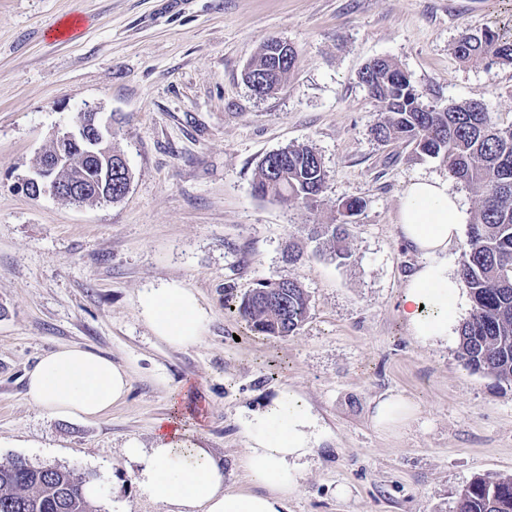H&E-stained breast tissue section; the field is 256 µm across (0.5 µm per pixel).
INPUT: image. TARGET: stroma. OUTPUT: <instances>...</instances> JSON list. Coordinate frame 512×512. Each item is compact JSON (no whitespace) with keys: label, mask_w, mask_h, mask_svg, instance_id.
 <instances>
[{"label":"stroma","mask_w":512,"mask_h":512,"mask_svg":"<svg viewBox=\"0 0 512 512\" xmlns=\"http://www.w3.org/2000/svg\"><path fill=\"white\" fill-rule=\"evenodd\" d=\"M67 22L77 32L54 37ZM486 27L512 31V0H0V464L72 469L98 484V512H167L138 492L125 441L150 442L191 384L206 410L194 442L221 462L225 488L247 489L238 418L287 385L325 433L285 512H455L472 480L512 477V386L465 369L457 338L417 345L400 314L420 261L397 235L406 189L446 181L468 217L477 197L439 159L374 138L384 107L359 78L389 58L424 104L479 101L512 121V64L453 52L461 30ZM272 36L297 62L259 98L244 72ZM88 106L125 118L112 144L128 193L82 207L32 197L25 179ZM288 145L323 159L318 207L253 191L261 158ZM349 198L366 208L339 261L311 232ZM292 247L303 253L293 265ZM284 276L309 297L306 321L286 337L254 334L228 298ZM171 281L210 310L200 345L157 341L137 311L142 289ZM63 345L127 366L125 401L92 420L31 405L27 371ZM388 393L419 409L396 434L370 421Z\"/></svg>","instance_id":"stroma-1"}]
</instances>
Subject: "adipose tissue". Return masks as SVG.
<instances>
[{"mask_svg":"<svg viewBox=\"0 0 512 512\" xmlns=\"http://www.w3.org/2000/svg\"><path fill=\"white\" fill-rule=\"evenodd\" d=\"M463 222L458 198L447 182L420 179L403 195L398 236L424 261L407 279L400 312L420 346L447 343L457 324L461 285L448 269L446 254ZM137 310L154 336L175 348L199 344L210 320V310L197 293L176 281L143 289ZM26 379L30 402L55 417L96 418L123 401L129 390L123 365L76 345L45 353ZM417 414L409 400L390 395L375 403L371 421L380 431L394 433ZM240 427L247 442L242 466L251 490H225L223 468L208 449L185 440L174 415L156 422L151 447L135 437L124 444L140 493L170 506L171 512H283L322 441L319 415L285 386L265 407L244 413Z\"/></svg>","mask_w":512,"mask_h":512,"instance_id":"obj_1","label":"adipose tissue"}]
</instances>
